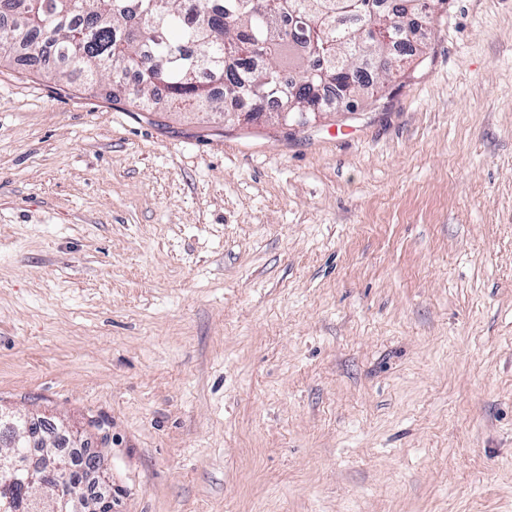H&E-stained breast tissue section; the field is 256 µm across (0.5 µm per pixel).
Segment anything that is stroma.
<instances>
[{"label":"stroma","mask_w":512,"mask_h":512,"mask_svg":"<svg viewBox=\"0 0 512 512\" xmlns=\"http://www.w3.org/2000/svg\"><path fill=\"white\" fill-rule=\"evenodd\" d=\"M283 127L0 63V405L112 512H512V0Z\"/></svg>","instance_id":"35a3bbf8"}]
</instances>
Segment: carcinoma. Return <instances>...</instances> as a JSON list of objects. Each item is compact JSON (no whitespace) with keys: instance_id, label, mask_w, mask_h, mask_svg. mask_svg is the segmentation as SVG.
I'll return each mask as SVG.
<instances>
[{"instance_id":"obj_1","label":"carcinoma","mask_w":512,"mask_h":512,"mask_svg":"<svg viewBox=\"0 0 512 512\" xmlns=\"http://www.w3.org/2000/svg\"><path fill=\"white\" fill-rule=\"evenodd\" d=\"M376 0H216L191 17L185 0H0V58L21 46L44 70L93 87L106 79L110 99L129 95L127 73L138 74L135 102H159L185 112L224 114L276 104L299 113L334 90L333 102L369 95L368 63L391 58L412 31L399 30ZM436 0H401L397 11L429 16ZM384 29L390 38L374 37ZM8 512H37L26 482H15L0 503Z\"/></svg>"}]
</instances>
